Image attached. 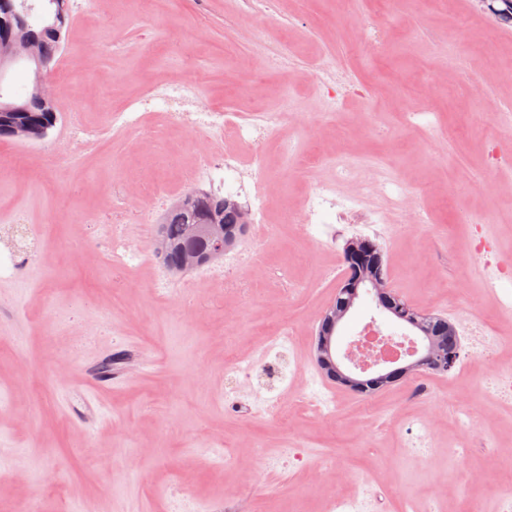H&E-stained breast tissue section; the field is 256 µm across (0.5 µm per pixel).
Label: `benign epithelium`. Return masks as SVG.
Returning <instances> with one entry per match:
<instances>
[{"label": "benign epithelium", "instance_id": "1", "mask_svg": "<svg viewBox=\"0 0 512 512\" xmlns=\"http://www.w3.org/2000/svg\"><path fill=\"white\" fill-rule=\"evenodd\" d=\"M482 5L497 17L512 21V0H482ZM36 8L37 4L29 3L27 0H0V29L20 32L14 44L0 54V79L7 75L10 67L24 63L29 66L33 75L31 93L48 102L50 96L45 88L44 76L54 62L55 56L50 53L39 54L33 50L39 39L33 24ZM24 111L26 108L21 104V100L1 95L0 127L24 142L44 139L51 125L33 127L21 125L13 120V113ZM247 230L248 226L243 223L235 233L215 235L210 259L215 261L223 257L224 251L232 248ZM364 245V240L352 238L345 246L344 256L347 265L336 289L339 303L327 306L317 330V364L327 369L337 382L351 391L391 384L412 376L424 367H432L440 372L451 370L457 360L459 349L450 352L443 350L430 336V314L398 302V296L389 289L387 277L382 273L383 256L378 245L374 244L371 247L373 261L370 270L364 271L355 264V257ZM365 296L372 298L378 310L406 321L421 336L422 349L416 357L399 364H381L365 372L356 368L347 351L340 349L339 328L357 302Z\"/></svg>", "mask_w": 512, "mask_h": 512}]
</instances>
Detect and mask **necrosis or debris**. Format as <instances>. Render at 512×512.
Wrapping results in <instances>:
<instances>
[{
  "mask_svg": "<svg viewBox=\"0 0 512 512\" xmlns=\"http://www.w3.org/2000/svg\"><path fill=\"white\" fill-rule=\"evenodd\" d=\"M164 114L167 121L192 133L207 136V143L197 149L193 162L183 169L182 182L192 187L200 183L222 184L234 180L245 198L248 235L234 249L226 252L223 264L201 267L197 281L202 285L221 284L228 288L239 287L237 274L244 266L256 260V246L265 244L274 235V227L267 222L270 199L267 193L257 189L258 180L264 176V143L276 135L281 127V110L265 107L242 95L240 106L232 112L224 111L205 100L203 87L197 79L170 82L155 86L141 99L110 112L103 125L86 123L80 114L71 117V134L80 145H100L110 133L137 131L144 144H152L153 133L147 124L150 113ZM232 141L253 147L251 159H244L231 150L215 151L210 141ZM280 151L285 158L297 159L299 165L309 172H317L329 166L335 171L333 180L319 184L305 199L301 211L285 214V222L299 224L300 232L309 239H317L319 226L327 216H334L337 223L357 224L362 230L379 236L389 233V218L380 211L369 209L363 199L380 195L397 203L400 221L404 224H425L429 221L427 210L415 204L409 191L394 177L377 176L358 185V192L348 195L342 192V184L354 178L358 165L354 157L325 154L319 149H302L298 142L281 140ZM160 198L153 192L151 183L131 185L121 183L113 195L112 216L103 220L99 227L100 237L108 242V249L88 245L79 255L96 272L107 276L136 269L142 266L151 271L150 286L157 296L164 297L175 292L176 286L161 262L159 247L147 242L141 247L132 246L125 232L130 224L147 222L151 212L160 206ZM39 255L37 237L34 232H25L21 238L11 239L9 247L0 248V272L14 280L23 279ZM296 334L293 324L285 322L272 335L261 337L262 359L254 361L248 354L234 355L227 365L229 378L247 373L253 363H260L268 375L270 388L261 403H250L239 395L237 386H230L225 393L227 403L238 408L260 414L281 417L303 406H313L321 418L336 415V406L328 397L307 390L286 395L282 389L294 376L287 358ZM461 336L468 344L460 371L471 372L473 364L495 363L499 350V339L487 335L481 321L471 320L461 326ZM449 387L435 384L434 376L422 372L408 382L407 402H419L433 409L435 416L448 412Z\"/></svg>",
  "mask_w": 512,
  "mask_h": 512,
  "instance_id": "obj_1",
  "label": "necrosis or debris"
}]
</instances>
